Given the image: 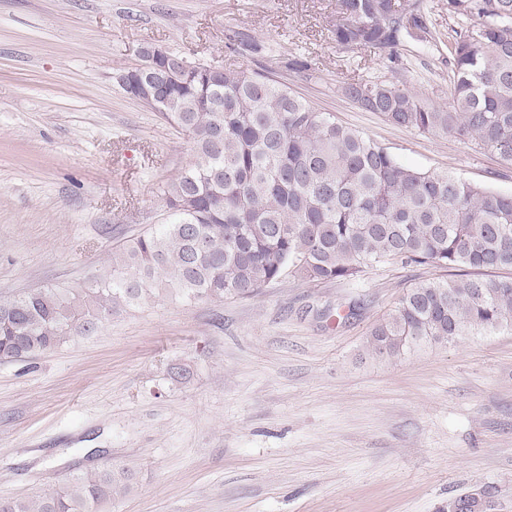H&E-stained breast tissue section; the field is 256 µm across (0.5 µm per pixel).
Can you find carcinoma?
Instances as JSON below:
<instances>
[{
  "label": "carcinoma",
  "instance_id": "cac0c4a2",
  "mask_svg": "<svg viewBox=\"0 0 512 512\" xmlns=\"http://www.w3.org/2000/svg\"><path fill=\"white\" fill-rule=\"evenodd\" d=\"M398 0H336L345 48L391 49L424 32ZM477 20L456 41L447 110L393 81L350 79L343 96L420 133L469 141L512 164V0H448ZM161 118L194 158L162 190L163 219L112 252L85 287L38 288L0 301V359L31 358L87 336L170 289L186 301L252 297L288 271L347 279L386 262L512 269V195L399 163L359 131L315 111L278 81L200 64L169 84ZM206 242L195 252L192 238ZM512 329V277L431 279L369 330L365 351L399 358L424 343ZM134 488L125 467L87 471L0 512H99Z\"/></svg>",
  "mask_w": 512,
  "mask_h": 512
}]
</instances>
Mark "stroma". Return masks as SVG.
<instances>
[{
    "label": "stroma",
    "mask_w": 512,
    "mask_h": 512,
    "mask_svg": "<svg viewBox=\"0 0 512 512\" xmlns=\"http://www.w3.org/2000/svg\"><path fill=\"white\" fill-rule=\"evenodd\" d=\"M394 54L336 44V0H0V297L81 288L157 224L192 145L120 87L152 44L257 71L403 164L512 194V165L362 111L351 78L446 106L469 28L447 0ZM248 34L263 54L238 41ZM311 64L312 73L292 62ZM433 265L346 280L286 275L254 297L162 294L27 360L0 361V500L125 466L134 490L102 512H448L481 484L512 512V330L363 351L370 325ZM191 368L174 380V364Z\"/></svg>",
    "instance_id": "obj_1"
}]
</instances>
